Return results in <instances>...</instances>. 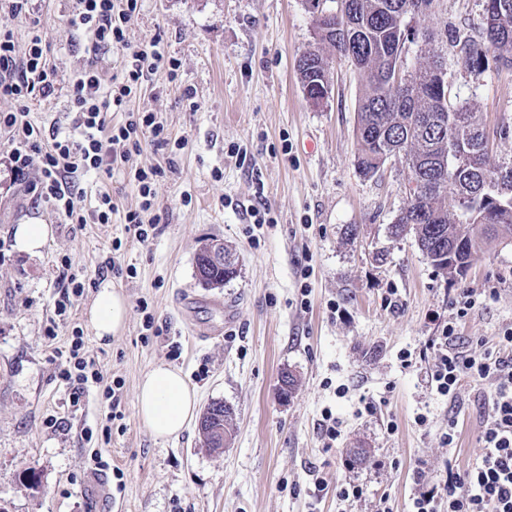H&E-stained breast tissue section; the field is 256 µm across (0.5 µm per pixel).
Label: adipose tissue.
Listing matches in <instances>:
<instances>
[{"label":"adipose tissue","mask_w":512,"mask_h":512,"mask_svg":"<svg viewBox=\"0 0 512 512\" xmlns=\"http://www.w3.org/2000/svg\"><path fill=\"white\" fill-rule=\"evenodd\" d=\"M127 316L124 296L106 285L96 293L88 309V319L95 335L110 340L123 328ZM197 392L178 368L159 365L140 380L136 392L138 415L159 439L178 437L197 409Z\"/></svg>","instance_id":"1"}]
</instances>
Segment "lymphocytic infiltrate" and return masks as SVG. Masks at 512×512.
<instances>
[{"mask_svg":"<svg viewBox=\"0 0 512 512\" xmlns=\"http://www.w3.org/2000/svg\"><path fill=\"white\" fill-rule=\"evenodd\" d=\"M140 0H76L67 18V28L89 39L88 60L69 74L60 76L49 59L40 19L34 18L32 0H0V99L14 107L0 111V134L11 143L9 161L14 181L25 183L32 203L50 206L67 224H107L116 206L110 194H100L94 207H85L78 187L80 176L109 174L126 169L138 203L126 211V231L146 243L158 231L156 187L166 171L162 166L129 168L133 156L144 147L162 149L173 141L168 127L153 112H134L128 104L158 72L176 82L179 66L168 58L160 40L145 46L132 45L128 27L139 13ZM31 16L33 29L25 52H17L8 20ZM119 49L121 71L104 80L98 69L100 51ZM64 95L68 104L66 127L45 129L33 122L29 103L35 98ZM125 113L123 123H113L112 113ZM55 320L49 321L44 336L53 342L59 361L57 377L69 389V410L77 412L93 386H103L108 401L106 420L118 417L122 401L121 380L105 384L104 375L90 356L82 327H73L64 344H57L58 319H70L77 298L84 295L85 280L76 273L70 257L60 260ZM454 328L443 329L430 370L439 396L455 401L463 380L491 383L493 390L474 465L464 473L449 472L443 490L418 492L409 512H512V326L502 329L494 349L483 341L469 349L452 347Z\"/></svg>","mask_w":512,"mask_h":512,"instance_id":"1","label":"lymphocytic infiltrate"}]
</instances>
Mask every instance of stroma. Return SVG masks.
<instances>
[{
  "label": "stroma",
  "instance_id": "1",
  "mask_svg": "<svg viewBox=\"0 0 512 512\" xmlns=\"http://www.w3.org/2000/svg\"><path fill=\"white\" fill-rule=\"evenodd\" d=\"M74 0H35L50 58L61 75L82 66L85 39L65 29ZM483 0H436L414 19L421 30L451 27L471 34ZM128 37L161 39L179 65V81L158 73L131 109L158 113L184 150H147L140 166H166L157 186L161 223L148 243L132 241L124 214L137 196L126 175L82 178L85 205L109 193L117 205L108 224L58 223L32 206L7 169L10 145L0 135V512H407L419 488L443 487L449 470L471 467L491 387L466 383L455 405L438 396L429 368L432 346L455 314L458 289L494 296L459 322L456 346L482 339L494 348L512 324V242L489 244L464 275L438 273L414 236L394 238L390 226L408 199L409 170L390 160L375 176L359 173L355 136L364 75L348 58L329 60L331 94L321 105L304 97L296 65L317 45L306 0H142ZM451 100L478 112L496 162L512 163V67L489 63L473 76L450 43ZM192 89L200 108L183 98ZM246 149V158L231 146ZM262 203L270 223H252L246 208ZM36 220L53 234L41 255L13 248L16 225ZM235 250L240 273L221 288L195 277L194 259L210 239ZM113 249L134 276H112L127 318L111 344L98 343L87 289L73 325L84 328L105 380L123 382V417L103 433L101 391L92 388L83 415L67 410L68 389L44 337L53 313L57 266L69 256L87 280L97 279L103 250ZM148 304L160 335L142 338L140 304ZM237 319L224 323V307ZM414 363L403 368L400 351ZM165 364L186 374L198 410L214 401L235 412L222 451L203 447L197 421L179 437L159 440L140 420L142 375ZM298 380L279 395L282 372ZM345 387L337 396L336 387ZM372 411H365V402ZM456 408V449L440 432ZM341 422L333 448L322 446L324 409ZM425 414L428 425L415 422ZM93 439H80L83 426ZM367 451L356 462L350 449ZM125 473V488L99 508L91 454ZM35 470L36 481L24 480ZM327 482L314 495L313 476ZM355 482L360 501L340 507L336 483Z\"/></svg>",
  "mask_w": 512,
  "mask_h": 512
}]
</instances>
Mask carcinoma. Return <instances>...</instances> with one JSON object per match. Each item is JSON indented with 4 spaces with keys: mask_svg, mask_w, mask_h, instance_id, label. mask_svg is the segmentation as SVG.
I'll return each instance as SVG.
<instances>
[{
    "mask_svg": "<svg viewBox=\"0 0 512 512\" xmlns=\"http://www.w3.org/2000/svg\"><path fill=\"white\" fill-rule=\"evenodd\" d=\"M325 0H307L318 41L313 61H326L322 46L351 59L364 73L356 128V166L364 176L380 171L381 158H402L411 177L425 178L429 185L413 193L401 210L391 234H411L432 265L455 277L471 264L490 240H512V179L496 190L487 180L500 168L483 152L485 130L480 115L466 105L451 104L450 91L434 79L442 56L428 50V59L409 74L411 86L402 88L389 82L406 42L403 21L418 0H350V27L322 35L331 26L324 16ZM500 0H484L480 19V40L459 31L445 34L469 72L483 73L487 53L495 62L512 66V22L498 19ZM302 91L313 77L327 82L328 66L312 69L298 65ZM199 280L207 288H222L235 279L238 267L210 266ZM234 413L222 402L208 405L199 420L205 447L213 452L229 440Z\"/></svg>",
    "mask_w": 512,
    "mask_h": 512,
    "instance_id": "cac0c4a2",
    "label": "carcinoma"
}]
</instances>
